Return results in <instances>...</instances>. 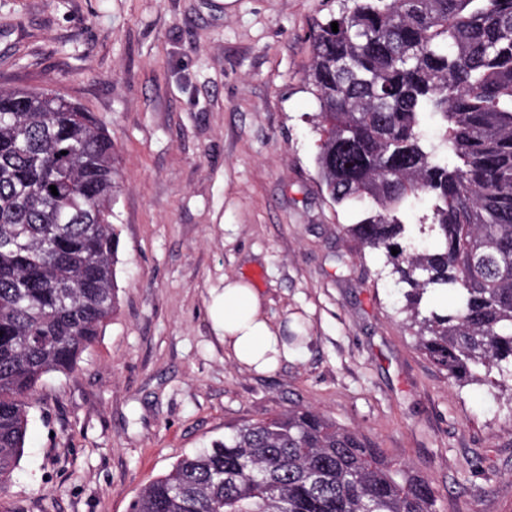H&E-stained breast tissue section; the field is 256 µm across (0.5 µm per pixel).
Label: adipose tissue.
<instances>
[{"mask_svg":"<svg viewBox=\"0 0 512 512\" xmlns=\"http://www.w3.org/2000/svg\"><path fill=\"white\" fill-rule=\"evenodd\" d=\"M212 315L224 338L226 357L241 368L267 374L296 355L285 340L287 323L273 321L262 294L241 278H225Z\"/></svg>","mask_w":512,"mask_h":512,"instance_id":"adipose-tissue-1","label":"adipose tissue"}]
</instances>
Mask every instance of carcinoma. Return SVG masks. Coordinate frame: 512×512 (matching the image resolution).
Returning a JSON list of instances; mask_svg holds the SVG:
<instances>
[{"instance_id":"cac0c4a2","label":"carcinoma","mask_w":512,"mask_h":512,"mask_svg":"<svg viewBox=\"0 0 512 512\" xmlns=\"http://www.w3.org/2000/svg\"><path fill=\"white\" fill-rule=\"evenodd\" d=\"M311 42L318 176L355 214L347 231L410 287L408 321L434 364L512 389V0H345ZM119 191L94 113L49 90L0 87V494L43 377L73 371L117 309ZM421 200L434 251L405 237ZM448 287L454 309H422ZM435 502L428 479L382 460L362 434L294 406L182 457L129 512H436Z\"/></svg>"}]
</instances>
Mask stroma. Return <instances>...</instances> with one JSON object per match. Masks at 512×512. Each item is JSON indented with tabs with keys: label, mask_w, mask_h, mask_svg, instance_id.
Wrapping results in <instances>:
<instances>
[{
	"label": "stroma",
	"mask_w": 512,
	"mask_h": 512,
	"mask_svg": "<svg viewBox=\"0 0 512 512\" xmlns=\"http://www.w3.org/2000/svg\"><path fill=\"white\" fill-rule=\"evenodd\" d=\"M343 0H0V87L50 89L116 147L118 309L44 377L0 512H128L183 455L294 405L430 479L437 512H512V392L449 379L384 255L321 186L310 33ZM303 327L270 375L210 315L225 276Z\"/></svg>",
	"instance_id": "1"
}]
</instances>
